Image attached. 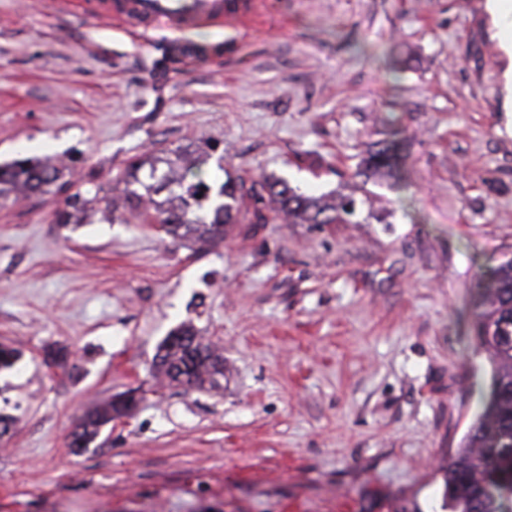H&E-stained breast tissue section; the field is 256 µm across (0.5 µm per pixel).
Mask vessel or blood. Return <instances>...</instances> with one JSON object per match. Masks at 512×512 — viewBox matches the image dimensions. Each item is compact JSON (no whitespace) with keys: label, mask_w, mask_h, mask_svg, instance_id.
<instances>
[{"label":"vessel or blood","mask_w":512,"mask_h":512,"mask_svg":"<svg viewBox=\"0 0 512 512\" xmlns=\"http://www.w3.org/2000/svg\"><path fill=\"white\" fill-rule=\"evenodd\" d=\"M108 25L146 37L158 28L177 22L193 25L247 27L248 15L238 13L228 0H81Z\"/></svg>","instance_id":"obj_1"}]
</instances>
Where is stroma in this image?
<instances>
[{"label":"stroma","instance_id":"1","mask_svg":"<svg viewBox=\"0 0 512 512\" xmlns=\"http://www.w3.org/2000/svg\"><path fill=\"white\" fill-rule=\"evenodd\" d=\"M260 10L250 31L144 41L0 0V165L53 157L72 187H106L135 155L216 139L213 180L363 186L390 213L235 224L197 254L122 210L57 223L54 190L0 204V346L20 353L0 369V512H442L487 381L471 300L512 256L500 38L485 0ZM393 117L402 179L361 183ZM184 323L223 350L221 392L159 388L157 347ZM130 389L136 416L72 454L84 410Z\"/></svg>","mask_w":512,"mask_h":512}]
</instances>
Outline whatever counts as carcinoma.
Instances as JSON below:
<instances>
[{
    "label": "carcinoma",
    "mask_w": 512,
    "mask_h": 512,
    "mask_svg": "<svg viewBox=\"0 0 512 512\" xmlns=\"http://www.w3.org/2000/svg\"><path fill=\"white\" fill-rule=\"evenodd\" d=\"M219 142L194 149L143 153L129 162L113 182L124 185L131 201L149 205L146 223L162 224L165 234L201 248L224 241L226 224H354L363 209L379 222L368 198L338 192L304 195L280 179L238 177L219 186L208 180L207 164ZM400 147L396 140L371 148L362 159L363 172L399 179ZM59 168L45 160L20 159L0 168V200L22 192L43 194L57 184ZM95 191L78 190L65 199L56 219L66 224L107 202ZM477 352L490 367L481 410L448 459L444 472V508L448 512H512V257L486 268L475 302ZM224 356L203 344L191 325L164 338L156 355V375L186 389H218L215 375L224 373ZM119 411L108 399L83 416L72 434L80 451L100 434Z\"/></svg>",
    "instance_id": "obj_1"
}]
</instances>
